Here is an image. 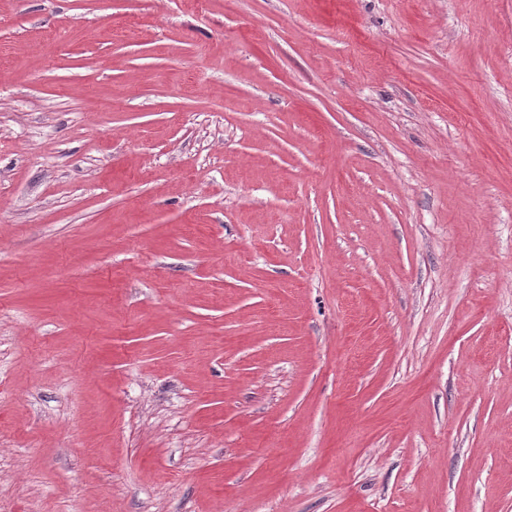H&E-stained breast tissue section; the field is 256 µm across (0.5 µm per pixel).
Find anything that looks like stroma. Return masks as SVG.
Here are the masks:
<instances>
[{
  "mask_svg": "<svg viewBox=\"0 0 512 512\" xmlns=\"http://www.w3.org/2000/svg\"><path fill=\"white\" fill-rule=\"evenodd\" d=\"M0 512H512V0H0Z\"/></svg>",
  "mask_w": 512,
  "mask_h": 512,
  "instance_id": "35a3bbf8",
  "label": "stroma"
}]
</instances>
